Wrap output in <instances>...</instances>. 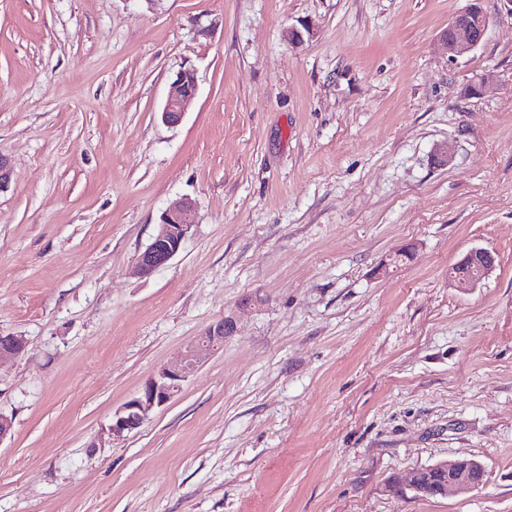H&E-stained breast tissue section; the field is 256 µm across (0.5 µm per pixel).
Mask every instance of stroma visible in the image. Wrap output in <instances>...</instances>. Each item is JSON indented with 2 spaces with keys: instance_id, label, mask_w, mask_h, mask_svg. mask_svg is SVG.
<instances>
[{
  "instance_id": "1",
  "label": "stroma",
  "mask_w": 512,
  "mask_h": 512,
  "mask_svg": "<svg viewBox=\"0 0 512 512\" xmlns=\"http://www.w3.org/2000/svg\"><path fill=\"white\" fill-rule=\"evenodd\" d=\"M468 3L0 0V335L29 343L0 366V512H512V15L482 0L488 35L452 61ZM180 197L184 247L141 277ZM474 248L496 264L462 291ZM227 316L181 393L112 435ZM462 458L479 489H389ZM198 94L196 71L183 68L177 72L171 83V91L163 106L161 119L169 125L179 124ZM495 262L496 257L491 251L483 248L472 249L449 269L448 276L457 288H474L493 271ZM233 332L232 319L225 317L188 344L175 362L163 365L136 395L114 413L112 435L121 436L139 428L154 410L170 403L194 371L222 347L224 336Z\"/></svg>"
}]
</instances>
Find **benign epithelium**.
Segmentation results:
<instances>
[{
	"label": "benign epithelium",
	"instance_id": "obj_1",
	"mask_svg": "<svg viewBox=\"0 0 512 512\" xmlns=\"http://www.w3.org/2000/svg\"><path fill=\"white\" fill-rule=\"evenodd\" d=\"M489 29V18L481 8V0H471L464 10L448 22V31L440 39L443 51L451 59L473 53L484 41ZM495 88L494 75L485 72L464 89L470 95L483 96ZM198 94L196 71L183 68L171 83V91L163 106L161 119L169 125L179 124ZM193 204L187 199L171 202L162 212L150 244L138 254L139 273L148 277L164 268L182 249L191 230L188 216ZM414 244L408 243L393 251L377 266V273H387L396 262L412 253ZM495 255L483 248L469 251L448 271L456 287L467 290L475 287L495 268ZM234 323L225 317L211 325L201 336L188 344L174 362L162 366L145 382L142 388L112 416V435L121 436L135 430L156 409L170 403L183 388L184 382L200 365L211 358L223 345L224 337L232 335ZM27 339L22 335L0 336V364L26 354ZM484 472L482 465L472 459L454 460L414 471L406 484L391 485L398 494L408 489L415 495H452L460 489H477L481 482L476 474Z\"/></svg>",
	"mask_w": 512,
	"mask_h": 512
}]
</instances>
